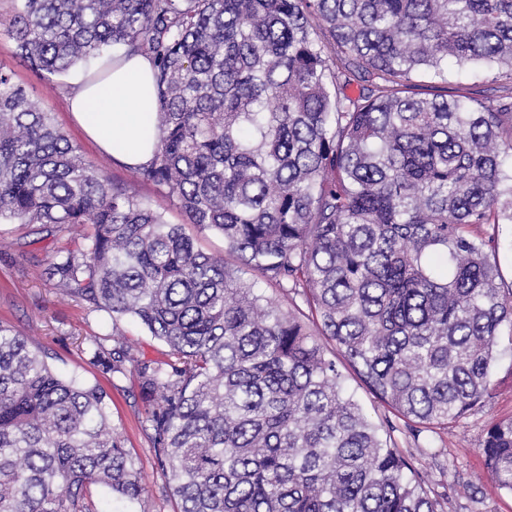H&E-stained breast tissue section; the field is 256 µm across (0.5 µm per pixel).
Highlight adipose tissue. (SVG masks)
<instances>
[{
    "label": "adipose tissue",
    "instance_id": "obj_1",
    "mask_svg": "<svg viewBox=\"0 0 512 512\" xmlns=\"http://www.w3.org/2000/svg\"><path fill=\"white\" fill-rule=\"evenodd\" d=\"M155 90L151 62L141 56L109 71L104 80L77 78L67 102L83 131L128 166L153 157L156 131L151 109Z\"/></svg>",
    "mask_w": 512,
    "mask_h": 512
}]
</instances>
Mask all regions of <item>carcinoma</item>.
Returning <instances> with one entry per match:
<instances>
[{"label":"carcinoma","instance_id":"1","mask_svg":"<svg viewBox=\"0 0 512 512\" xmlns=\"http://www.w3.org/2000/svg\"><path fill=\"white\" fill-rule=\"evenodd\" d=\"M6 31L49 74L147 58L158 136L133 173L288 295L85 162L0 69V221L73 234L45 280L167 346L146 359L114 330L85 353L135 379L175 512H443L310 325L421 429L490 396L512 288L482 228L512 223V101L449 91L448 65L512 82V0H16ZM480 452L512 493V418ZM144 490L107 392L0 322V512H106Z\"/></svg>","mask_w":512,"mask_h":512}]
</instances>
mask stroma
<instances>
[{
  "label": "stroma",
  "instance_id": "1",
  "mask_svg": "<svg viewBox=\"0 0 512 512\" xmlns=\"http://www.w3.org/2000/svg\"><path fill=\"white\" fill-rule=\"evenodd\" d=\"M0 69L11 72L15 82L24 86L40 108L52 115L86 161L102 168L112 181L133 183L138 197L161 212L168 223L184 225L201 251L223 257L229 266L240 268L243 279H253V272L241 269L239 260L226 252L220 235L190 224L175 199L154 184L134 182L126 165L112 160L83 135L69 112L66 93L73 78L88 75L92 64H78L63 76L47 74L24 62L14 40L0 29ZM448 80L469 97L485 103L512 94V83L493 79L483 71L462 75L452 72ZM70 244L71 237L64 231L45 238L31 224H0V321L39 343L58 373H75L89 383L103 386L112 399V421L145 472L142 512H173L167 478L155 463L150 435L143 422L137 386L129 378L115 383L105 381L88 364L83 352L86 338L102 337L115 329L125 335L138 354L147 358H160L166 347L138 324L126 319L111 321L108 314L93 310L90 304L60 295L41 278V270L55 252ZM323 347L327 355L335 357L347 393L359 402L369 421L384 426L383 436L388 444L399 448L424 476L432 493L441 496L443 512H512V493L500 489L490 478L479 451L488 425L512 418V339L500 340L494 388L483 406L451 429L419 434L369 393L331 341H324Z\"/></svg>",
  "mask_w": 512,
  "mask_h": 512
}]
</instances>
